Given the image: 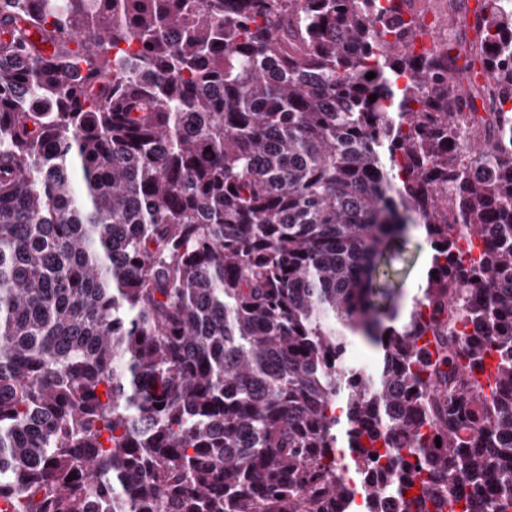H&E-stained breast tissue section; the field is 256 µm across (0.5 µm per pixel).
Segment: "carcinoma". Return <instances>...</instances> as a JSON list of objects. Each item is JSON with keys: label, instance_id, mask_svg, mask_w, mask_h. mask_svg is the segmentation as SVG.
<instances>
[{"label": "carcinoma", "instance_id": "1", "mask_svg": "<svg viewBox=\"0 0 512 512\" xmlns=\"http://www.w3.org/2000/svg\"><path fill=\"white\" fill-rule=\"evenodd\" d=\"M447 7L0 0V512H512V11ZM409 238L407 251L389 267H383L391 285L396 288V303L402 311L411 305L413 298L421 296L431 266L432 250L422 233L413 228ZM496 490L497 483H492V481H488L486 485L479 488L466 485L458 492V495L462 499L460 505L472 502L473 507H477L479 504L486 503L493 498L496 494Z\"/></svg>", "mask_w": 512, "mask_h": 512}]
</instances>
